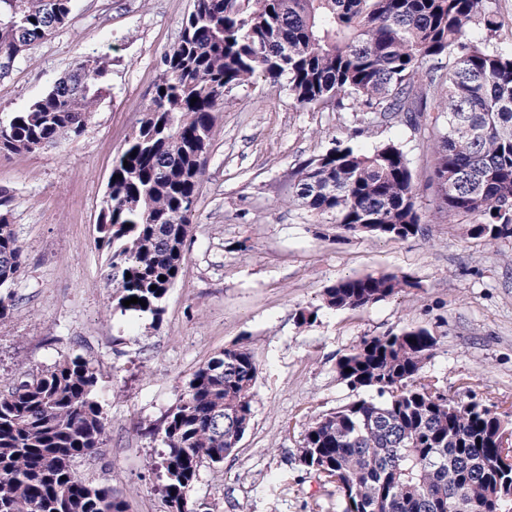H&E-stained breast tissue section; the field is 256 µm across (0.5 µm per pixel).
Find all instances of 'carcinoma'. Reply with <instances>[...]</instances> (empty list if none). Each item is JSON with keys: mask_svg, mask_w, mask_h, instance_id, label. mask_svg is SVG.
Instances as JSON below:
<instances>
[{"mask_svg": "<svg viewBox=\"0 0 512 512\" xmlns=\"http://www.w3.org/2000/svg\"><path fill=\"white\" fill-rule=\"evenodd\" d=\"M71 2L0 0V57L17 58L64 27ZM501 26L492 0H193L112 166L119 179L107 183L96 224L113 309L160 318L185 261L215 112L224 92L257 75L273 85L287 79L301 109L425 126L448 216L469 217L476 237L512 234V47L492 44ZM108 75L102 60L77 64L0 123V152L80 135ZM292 180L294 200L348 233L405 240L421 232L413 173L393 141L370 151L339 143L305 160ZM10 202L1 189L0 318L12 310L8 289L24 264ZM404 285L393 275L349 277L325 288L322 303L355 310ZM132 297L146 306L122 305ZM436 345L429 330L410 328L365 339L337 360L343 382L377 392L313 418L301 439L299 461L336 484L339 512H512V468L500 465L512 456L499 435L508 423L421 379ZM256 375L249 350L225 349L192 374L167 413L161 468L172 512H197L189 493L200 467L237 447ZM105 430L99 377L81 355L0 393V512H127L120 492L73 470Z\"/></svg>", "mask_w": 512, "mask_h": 512, "instance_id": "cac0c4a2", "label": "carcinoma"}]
</instances>
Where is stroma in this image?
Segmentation results:
<instances>
[{
    "mask_svg": "<svg viewBox=\"0 0 512 512\" xmlns=\"http://www.w3.org/2000/svg\"><path fill=\"white\" fill-rule=\"evenodd\" d=\"M192 0H74L70 20L0 78V121L27 108L82 60L110 74L83 134L34 152L0 153V188L26 261L0 319V391L79 354L99 373L106 433L77 458L85 483L109 485L129 512H169L159 428L195 370L224 349L257 366L250 425L220 464H203L190 499L215 512H336L334 486L297 455L313 417L358 398L336 362L362 340L428 329L438 342L424 378L476 397L512 422V235H470L430 185L428 140L404 125L362 124L329 107L299 109L287 84L262 79L224 96L214 125L185 262L159 320L112 308L96 223L112 162L149 103L161 59ZM398 142L413 171L422 231L365 238L320 222L290 199L298 164L339 142ZM394 275L397 294L357 310L323 308L346 277ZM317 311L313 324L300 310Z\"/></svg>",
    "mask_w": 512,
    "mask_h": 512,
    "instance_id": "stroma-1",
    "label": "stroma"
}]
</instances>
